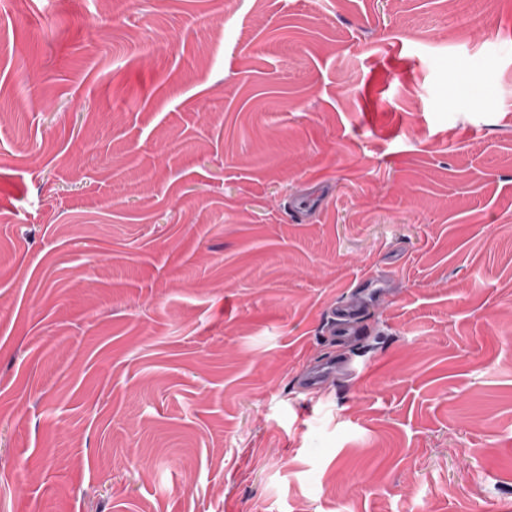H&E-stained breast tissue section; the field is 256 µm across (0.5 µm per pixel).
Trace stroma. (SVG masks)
I'll return each instance as SVG.
<instances>
[{"mask_svg": "<svg viewBox=\"0 0 512 512\" xmlns=\"http://www.w3.org/2000/svg\"><path fill=\"white\" fill-rule=\"evenodd\" d=\"M0 512H512V0H0Z\"/></svg>", "mask_w": 512, "mask_h": 512, "instance_id": "stroma-1", "label": "stroma"}]
</instances>
